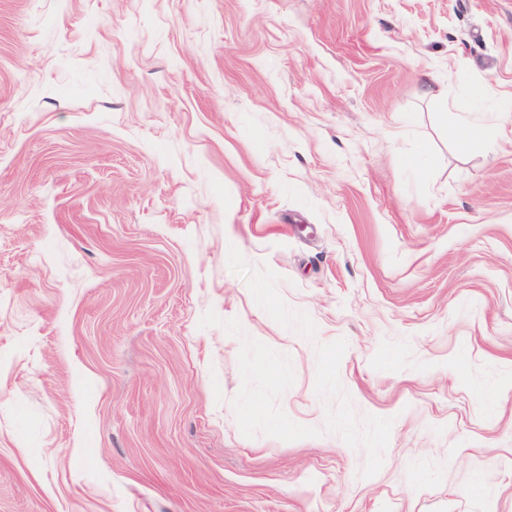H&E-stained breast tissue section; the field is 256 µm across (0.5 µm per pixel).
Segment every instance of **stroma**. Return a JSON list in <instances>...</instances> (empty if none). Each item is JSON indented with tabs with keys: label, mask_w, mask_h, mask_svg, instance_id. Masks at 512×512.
<instances>
[{
	"label": "stroma",
	"mask_w": 512,
	"mask_h": 512,
	"mask_svg": "<svg viewBox=\"0 0 512 512\" xmlns=\"http://www.w3.org/2000/svg\"><path fill=\"white\" fill-rule=\"evenodd\" d=\"M506 95L512 0H0V512H512ZM210 310L321 436L242 434ZM340 338L394 420L368 478L322 430Z\"/></svg>",
	"instance_id": "35a3bbf8"
}]
</instances>
